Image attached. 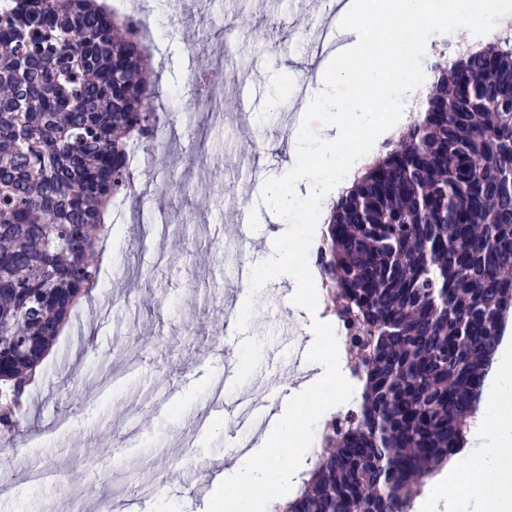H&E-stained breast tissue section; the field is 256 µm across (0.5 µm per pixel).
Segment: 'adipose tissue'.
<instances>
[{
    "label": "adipose tissue",
    "instance_id": "adipose-tissue-1",
    "mask_svg": "<svg viewBox=\"0 0 512 512\" xmlns=\"http://www.w3.org/2000/svg\"><path fill=\"white\" fill-rule=\"evenodd\" d=\"M475 449L449 460L469 492L449 496L448 512H512V340L503 339L487 374L484 401L472 429Z\"/></svg>",
    "mask_w": 512,
    "mask_h": 512
}]
</instances>
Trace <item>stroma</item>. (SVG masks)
Instances as JSON below:
<instances>
[{
	"mask_svg": "<svg viewBox=\"0 0 512 512\" xmlns=\"http://www.w3.org/2000/svg\"><path fill=\"white\" fill-rule=\"evenodd\" d=\"M159 23L148 73L162 119L177 136L145 143L121 210L100 249L99 280L71 313L39 367L21 418L24 433L0 435V512H59L82 498L98 512H207L224 478V414L213 382L232 364L225 401L265 370L272 416L312 375L300 362L288 379L269 360L291 350L278 336L289 319L312 345V316L291 302L294 283L270 269L269 231L283 220L261 200L250 173L280 175L300 123L296 92L319 62L311 38L326 21L317 0H143ZM228 77L258 79L257 102L224 109L237 89L191 107L201 60ZM267 147V162L257 161ZM244 209L255 247L250 281L238 280L216 230ZM242 300L224 316L226 287ZM192 446L182 450V439ZM154 484L152 494L137 492ZM112 495L96 496L99 485Z\"/></svg>",
	"mask_w": 512,
	"mask_h": 512,
	"instance_id": "obj_1",
	"label": "stroma"
}]
</instances>
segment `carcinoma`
I'll list each match as a JSON object with an SVG mask.
<instances>
[{
  "label": "carcinoma",
  "mask_w": 512,
  "mask_h": 512,
  "mask_svg": "<svg viewBox=\"0 0 512 512\" xmlns=\"http://www.w3.org/2000/svg\"><path fill=\"white\" fill-rule=\"evenodd\" d=\"M148 50L106 0H0V432L98 279L127 148L155 141ZM433 65L423 105L333 204L317 256L360 404L277 512H411L465 447L512 313V33Z\"/></svg>",
  "instance_id": "cac0c4a2"
}]
</instances>
